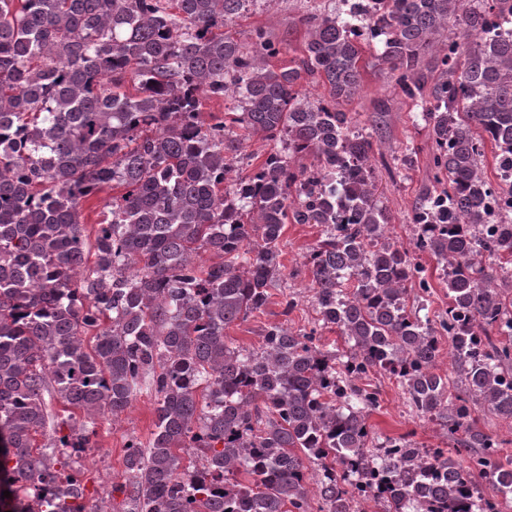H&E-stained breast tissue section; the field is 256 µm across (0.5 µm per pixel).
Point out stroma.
Instances as JSON below:
<instances>
[{
    "label": "stroma",
    "mask_w": 512,
    "mask_h": 512,
    "mask_svg": "<svg viewBox=\"0 0 512 512\" xmlns=\"http://www.w3.org/2000/svg\"><path fill=\"white\" fill-rule=\"evenodd\" d=\"M328 0H249L244 10L224 27L226 35L245 46L258 40L275 42L280 53L272 58V65H293L307 38V29L301 19L309 13L322 11ZM374 48L363 54L366 64L361 91L341 108L353 118V128L369 136L379 161V193L383 207L391 216L387 235L392 242L410 247L414 234L412 214L425 188L434 186L435 169L431 142L423 126L414 124L415 109L401 91L397 72L377 64ZM321 228L316 224L286 225L282 238L281 263L285 267L286 282L300 299L296 310L283 315L280 293H272L262 312L238 321L225 334L234 345L244 349L258 348L266 326L284 323L300 329L311 327L318 319L312 300L311 280L306 256L319 238ZM379 393V408L372 412L369 422L383 436L410 435L422 448H452L437 421L417 417L409 408L405 395L391 375L384 372L370 374L367 379ZM156 399L148 392L139 393L130 407L113 421H103L91 450L82 460L85 501L93 512L100 507L111 512H124L128 484L124 456L130 438L149 442L155 430Z\"/></svg>",
    "instance_id": "35a3bbf8"
}]
</instances>
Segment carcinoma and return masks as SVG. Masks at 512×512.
Listing matches in <instances>:
<instances>
[{
    "mask_svg": "<svg viewBox=\"0 0 512 512\" xmlns=\"http://www.w3.org/2000/svg\"><path fill=\"white\" fill-rule=\"evenodd\" d=\"M246 3L0 0V512H92L74 456L143 390L155 431L146 449L127 443V512H310L312 465L319 512H357L361 485L383 512H503L512 454L472 414L512 423V284L499 282L512 208L489 216L483 172L489 144L512 194V30L491 35L512 25V0H333L302 18L310 37L288 68L268 64L272 43L224 34ZM378 38L448 177L415 208L412 252L386 235L373 142L337 108ZM211 96L234 99L230 119H203ZM239 129L284 147L233 177ZM114 187L89 244L81 204ZM288 223L322 228L308 258L318 323L272 324L260 348H238L224 331L285 280ZM201 250L221 261L196 264ZM424 252L445 276L441 316L408 303L431 290ZM323 328L344 351L320 344ZM445 344L457 390L435 373ZM381 371L466 463L373 432L379 395L361 381ZM48 397L69 412L51 428Z\"/></svg>",
    "mask_w": 512,
    "mask_h": 512,
    "instance_id": "1",
    "label": "carcinoma"
}]
</instances>
